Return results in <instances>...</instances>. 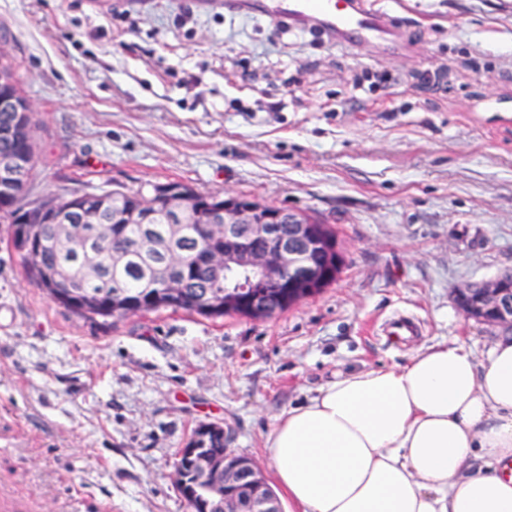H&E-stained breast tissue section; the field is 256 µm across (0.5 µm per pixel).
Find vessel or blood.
Returning a JSON list of instances; mask_svg holds the SVG:
<instances>
[{
	"mask_svg": "<svg viewBox=\"0 0 512 512\" xmlns=\"http://www.w3.org/2000/svg\"><path fill=\"white\" fill-rule=\"evenodd\" d=\"M234 12L260 14L297 27H313L331 42L367 47L380 54H406L413 46L395 14L365 0H224Z\"/></svg>",
	"mask_w": 512,
	"mask_h": 512,
	"instance_id": "1",
	"label": "vessel or blood"
}]
</instances>
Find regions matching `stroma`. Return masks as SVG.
<instances>
[{"mask_svg": "<svg viewBox=\"0 0 512 512\" xmlns=\"http://www.w3.org/2000/svg\"><path fill=\"white\" fill-rule=\"evenodd\" d=\"M408 55L224 0H0L31 102L34 197L178 182L335 227L338 280L266 320L163 309L87 320L33 286L0 221V491L31 512H189L201 426L273 471L275 419L336 373L497 328L455 293L512 272V0H371ZM396 315L417 325L389 335Z\"/></svg>", "mask_w": 512, "mask_h": 512, "instance_id": "stroma-1", "label": "stroma"}]
</instances>
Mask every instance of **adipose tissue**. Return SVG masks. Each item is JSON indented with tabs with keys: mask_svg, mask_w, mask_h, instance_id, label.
<instances>
[{
	"mask_svg": "<svg viewBox=\"0 0 512 512\" xmlns=\"http://www.w3.org/2000/svg\"><path fill=\"white\" fill-rule=\"evenodd\" d=\"M266 446L293 512H512V336L338 375Z\"/></svg>",
	"mask_w": 512,
	"mask_h": 512,
	"instance_id": "obj_1",
	"label": "adipose tissue"
}]
</instances>
